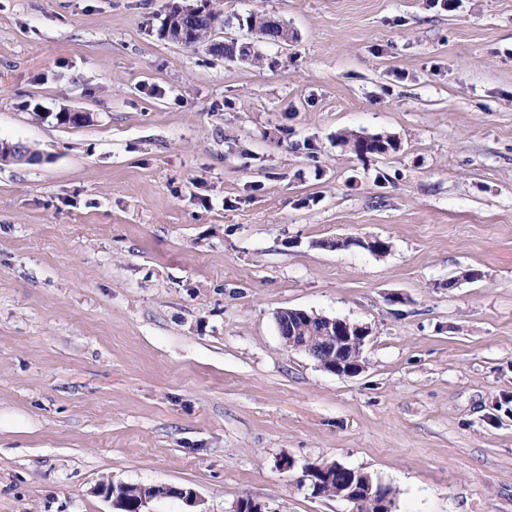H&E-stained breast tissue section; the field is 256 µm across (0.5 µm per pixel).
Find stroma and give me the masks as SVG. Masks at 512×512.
<instances>
[{
  "label": "stroma",
  "mask_w": 512,
  "mask_h": 512,
  "mask_svg": "<svg viewBox=\"0 0 512 512\" xmlns=\"http://www.w3.org/2000/svg\"><path fill=\"white\" fill-rule=\"evenodd\" d=\"M170 2L0 0V141L41 155L0 162V512H115L107 480L351 512L318 462L512 512V0H223L256 64L171 43ZM285 309L370 326L363 372ZM268 28H266L265 24L262 22V17L260 16H252L251 17V25L257 28L259 31L256 34L259 35L260 39H263L264 36L272 39V35L268 31V29L274 30L273 42L275 43H288L289 40L293 38L292 32L288 30V26L283 24V22L279 20H275L273 18L268 17ZM345 471L352 473L354 475V477L356 476V473L359 474V477L361 476L360 475L361 471H356L354 469H350V468H347V467L341 466V465H338L337 470L334 467L333 470L328 472L326 467H323V466L318 467L317 465L311 464V465L307 466L303 471L304 475L301 478L302 479L301 488H303L305 486H307V488L309 490L312 488H315L313 495L320 496L318 494V489H319V485L322 483V481L316 480L315 475H319L321 473L322 475L326 476V479L328 481V480H331L334 477H336V474H343Z\"/></svg>",
  "instance_id": "stroma-1"
}]
</instances>
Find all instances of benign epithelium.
Segmentation results:
<instances>
[{
    "mask_svg": "<svg viewBox=\"0 0 512 512\" xmlns=\"http://www.w3.org/2000/svg\"><path fill=\"white\" fill-rule=\"evenodd\" d=\"M28 155L23 150V144L0 141L1 162H25ZM278 330L284 345L295 351L303 352L313 357L320 368L340 377H355L363 372L362 352L371 335V328L366 324L352 323L348 320L332 318L324 315H311L308 312L283 310L278 318ZM344 472L356 473V470L345 466L331 471L323 466L309 465L304 469L302 486L315 489L313 495H318L316 489L321 481L315 476L322 474L331 480ZM122 485L101 483L97 487L100 495L113 500L121 512H141L147 503L155 498L175 497L190 505L197 503V494L192 489L175 488L173 486L144 485L139 506L131 508V504L121 491ZM373 483L370 477L360 486H347V492L341 499L352 506V512H360L370 499H375Z\"/></svg>",
    "mask_w": 512,
    "mask_h": 512,
    "instance_id": "benign-epithelium-1",
    "label": "benign epithelium"
}]
</instances>
